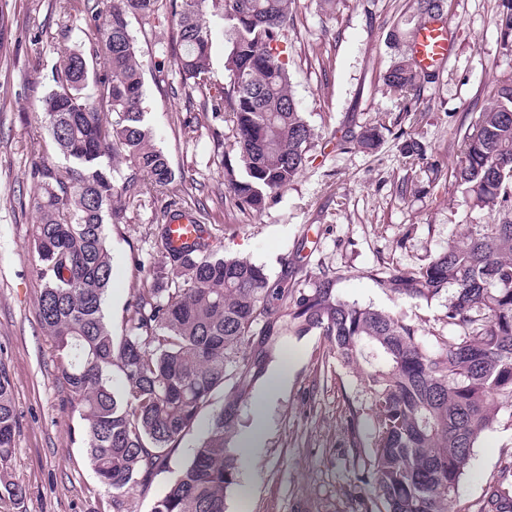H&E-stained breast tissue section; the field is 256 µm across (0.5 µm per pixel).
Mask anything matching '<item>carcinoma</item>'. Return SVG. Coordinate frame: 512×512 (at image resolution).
I'll list each match as a JSON object with an SVG mask.
<instances>
[{"mask_svg": "<svg viewBox=\"0 0 512 512\" xmlns=\"http://www.w3.org/2000/svg\"><path fill=\"white\" fill-rule=\"evenodd\" d=\"M293 2L172 0L181 90L200 111L232 123L237 154L226 165L227 181L235 205L252 212L294 182L314 138L290 90ZM414 4L390 33L397 43L412 46L421 29L444 24L446 0ZM85 10L99 37L87 52H60L56 89L40 105L65 164L32 162L30 204L38 214L39 325L54 342L66 402L112 505L150 481L221 389L224 404L154 512H226L239 475L231 443L277 338L317 333L337 360L359 370L374 413L376 436L357 473L373 496L361 500V512H457V486L478 437L500 405L512 404V80L498 83L489 105L457 129L462 152L453 170L471 208L507 216L469 225L464 240L448 242L416 270L372 274L379 286L411 299L448 294L456 335L427 347L414 325L342 299L327 277L302 292L286 275L273 282L261 265L218 256L203 226L191 244L163 250V261L139 263L145 285L128 303L125 333L115 336L104 314L113 272L106 226L125 222L114 178L126 196L169 197L157 225L163 244L170 221L189 211L177 200L183 180L146 122L144 65L129 29V18L154 16L159 0H86ZM212 18L229 33V80L215 94ZM496 26L511 51L512 0H499ZM435 77L410 51L382 81L409 112ZM378 140L377 130L364 127L338 145L372 150ZM17 424L14 387L0 362V493L12 498L22 497L10 473ZM479 512H512V469L488 486Z\"/></svg>", "mask_w": 512, "mask_h": 512, "instance_id": "1", "label": "carcinoma"}]
</instances>
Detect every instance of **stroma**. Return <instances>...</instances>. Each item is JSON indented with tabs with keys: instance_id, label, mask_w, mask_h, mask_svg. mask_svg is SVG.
I'll use <instances>...</instances> for the list:
<instances>
[{
	"instance_id": "1",
	"label": "stroma",
	"mask_w": 512,
	"mask_h": 512,
	"mask_svg": "<svg viewBox=\"0 0 512 512\" xmlns=\"http://www.w3.org/2000/svg\"><path fill=\"white\" fill-rule=\"evenodd\" d=\"M412 0H335L322 11L317 0H295L288 33L291 92L315 133L300 176L261 212L239 209L225 178L236 148L231 123L200 115L179 93L171 58L170 11L131 19L145 64L148 125L183 177L189 206L212 229L225 257L247 258L278 279L285 262L302 265L296 288L335 279L342 299L388 312L415 324L423 344L454 335L447 296L419 301L378 286L372 271L416 269L461 239L468 225L491 221L471 209L451 171L460 155L457 127L488 102L492 85L512 78V51L495 24L498 0H447L450 57L426 85L414 110L403 111L382 75L398 50L389 33L411 12ZM5 27L0 39V360L14 384L19 426L12 476L23 497H0V512H152L174 483L209 413L175 448L165 467L143 488L130 490L121 510L99 482L82 443L81 425L64 401L55 352L36 317L38 295L29 203L31 163L64 159L49 148L39 101L53 87L60 45L88 49L98 30L83 0H0ZM383 129L369 153L340 149L346 131ZM406 131L423 157L401 150ZM167 198L150 192L125 203L126 221L112 227L114 277L105 302L113 332L143 275L137 259L161 260L157 226ZM274 367H288V388L264 410L268 433L254 469L240 470L227 512H356L349 442L369 450L375 436L370 400L356 371L343 366L329 341L312 333L284 336ZM358 408L357 436H350L349 408ZM512 468V406L502 405L483 432L460 479L459 512H478L489 483Z\"/></svg>"
}]
</instances>
